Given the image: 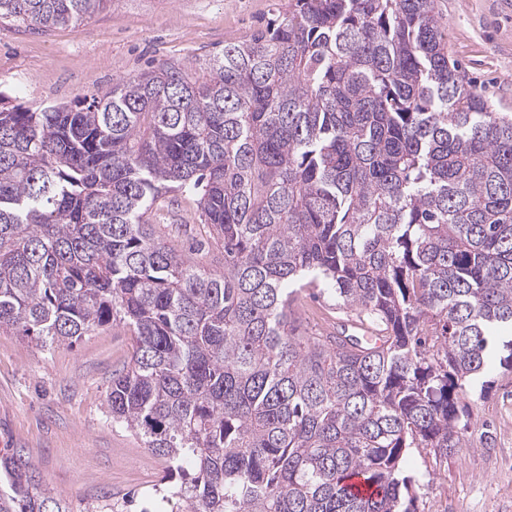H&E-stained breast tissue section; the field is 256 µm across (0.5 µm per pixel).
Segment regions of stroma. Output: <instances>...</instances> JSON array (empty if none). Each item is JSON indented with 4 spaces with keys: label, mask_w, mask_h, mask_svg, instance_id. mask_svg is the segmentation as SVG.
Masks as SVG:
<instances>
[{
    "label": "stroma",
    "mask_w": 512,
    "mask_h": 512,
    "mask_svg": "<svg viewBox=\"0 0 512 512\" xmlns=\"http://www.w3.org/2000/svg\"><path fill=\"white\" fill-rule=\"evenodd\" d=\"M288 0H110L82 28L38 31L0 24V92L36 110L107 95L119 79L163 62L200 66L225 45L248 40ZM448 58L495 111L512 114V0H436ZM170 221L157 235L200 263L220 251L193 197H166ZM121 327L95 331L73 348L41 351L0 331V440L38 465L74 512H140L166 464L112 422V375L130 361ZM485 394L467 400L470 427L447 460L409 449L417 512H512V373L494 370Z\"/></svg>",
    "instance_id": "stroma-1"
}]
</instances>
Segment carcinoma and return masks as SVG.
I'll use <instances>...</instances> for the list:
<instances>
[{
  "label": "carcinoma",
  "instance_id": "1",
  "mask_svg": "<svg viewBox=\"0 0 512 512\" xmlns=\"http://www.w3.org/2000/svg\"><path fill=\"white\" fill-rule=\"evenodd\" d=\"M109 2L0 0V21ZM204 70L0 99V330L46 352L129 330L108 408L167 464L163 512H415L407 451L448 457L475 383L512 371V118L450 63L435 0H288ZM171 193L223 269L155 235ZM320 283L346 318L310 336ZM0 468V512H73L23 449Z\"/></svg>",
  "mask_w": 512,
  "mask_h": 512
}]
</instances>
